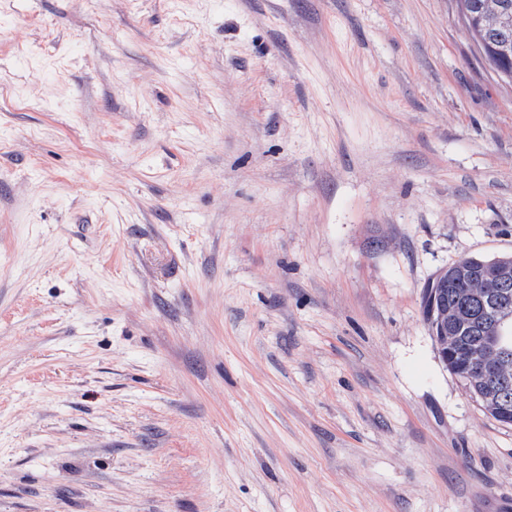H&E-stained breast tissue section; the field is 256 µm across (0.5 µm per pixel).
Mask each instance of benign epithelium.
<instances>
[{
	"mask_svg": "<svg viewBox=\"0 0 512 512\" xmlns=\"http://www.w3.org/2000/svg\"><path fill=\"white\" fill-rule=\"evenodd\" d=\"M484 32L506 34L507 22L498 0H485L478 22ZM455 281L466 286V293L494 304L490 325L484 332L480 361L461 375L460 385L474 401L487 402L512 379V306L506 288L512 286V253L490 258L466 255L440 269L422 292L421 315L434 342L443 367L452 370L448 357L458 339L457 312L448 306V286Z\"/></svg>",
	"mask_w": 512,
	"mask_h": 512,
	"instance_id": "obj_1",
	"label": "benign epithelium"
}]
</instances>
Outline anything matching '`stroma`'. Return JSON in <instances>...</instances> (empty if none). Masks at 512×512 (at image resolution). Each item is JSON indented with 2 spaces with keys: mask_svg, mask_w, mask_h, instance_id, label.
<instances>
[{
  "mask_svg": "<svg viewBox=\"0 0 512 512\" xmlns=\"http://www.w3.org/2000/svg\"><path fill=\"white\" fill-rule=\"evenodd\" d=\"M503 252L455 0H0V512H512L420 312Z\"/></svg>",
  "mask_w": 512,
  "mask_h": 512,
  "instance_id": "35a3bbf8",
  "label": "stroma"
}]
</instances>
